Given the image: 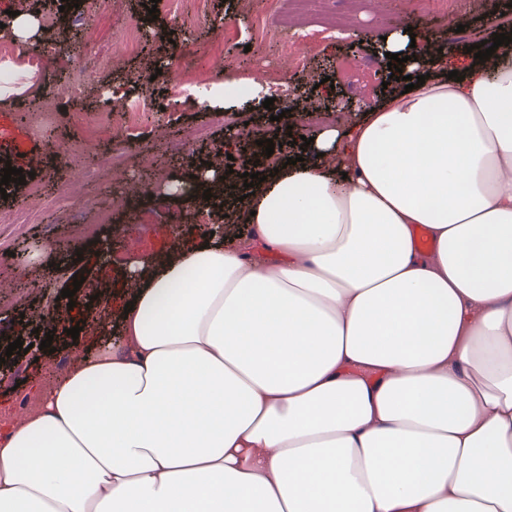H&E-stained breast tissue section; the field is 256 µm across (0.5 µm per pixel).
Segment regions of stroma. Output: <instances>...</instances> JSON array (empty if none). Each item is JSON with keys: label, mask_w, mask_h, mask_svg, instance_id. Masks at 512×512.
Returning <instances> with one entry per match:
<instances>
[{"label": "stroma", "mask_w": 512, "mask_h": 512, "mask_svg": "<svg viewBox=\"0 0 512 512\" xmlns=\"http://www.w3.org/2000/svg\"><path fill=\"white\" fill-rule=\"evenodd\" d=\"M483 12H475L471 0H450L449 13L440 10L409 17L404 0H351L350 21L344 36L327 31V19L292 10L288 24L273 16L270 0H159L156 15H149L143 0H79L78 8L61 9V0H30L31 10L54 14L55 30L39 34L29 50L43 54L39 80L7 85L0 78V161L27 174L24 184H9L0 198V277L24 283L41 276L47 284L40 292L0 291V414L11 416L36 407L37 389L49 372H63L71 358L63 348L71 342L87 346L89 336L58 335L52 350L36 348L35 330L40 318L55 305L61 290L75 288L77 324L99 321L102 310L95 295H105L112 315H119L132 299L126 286L130 263L151 261L168 253L174 244L189 248L201 239L202 225L193 223V209L167 187L168 179L184 180L216 155H233L232 168L251 171L252 161L264 154L261 142L273 140V157L284 160L299 155L287 129L279 128L275 115L285 105L298 102L324 111L328 123L343 126L361 119L363 102L383 99L385 73L370 77L364 69L343 72L338 63L355 55L373 57L365 37L390 32L413 22L428 45L448 38L449 24L463 25L458 37L462 47L491 39L499 23L512 21V0H485ZM85 17L95 31L86 40L77 17ZM221 22L228 35L222 53H215L210 29ZM319 27L316 39L307 42L297 64H289L288 52L297 31L305 25ZM274 36H262L264 27ZM135 30L140 41L137 55L119 57L117 44L124 31ZM162 61L155 71L154 61ZM201 66L207 86L198 88L208 100L206 107L184 103L177 83L186 72ZM85 70L82 94L65 91L69 75ZM232 72L245 83L262 87V95L247 103L224 99V74ZM278 73L284 88L271 95L270 73ZM124 98L151 103L147 119L127 126L124 113L112 108L113 92ZM59 99L54 123L34 132L28 114L45 97ZM272 99L264 108V99ZM108 117L109 133L91 154L73 161L72 152L84 143L90 113ZM113 163L120 175L112 193L122 201L114 206L111 223L94 236L77 229L89 219L80 198L101 173L100 163ZM183 226L181 241L171 230ZM112 245L109 260L96 254L97 240ZM30 246L27 260L16 253ZM23 339L27 354L11 358L9 343Z\"/></svg>", "instance_id": "35a3bbf8"}]
</instances>
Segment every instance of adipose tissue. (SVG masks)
Instances as JSON below:
<instances>
[{
	"instance_id": "ef3b65f1",
	"label": "adipose tissue",
	"mask_w": 512,
	"mask_h": 512,
	"mask_svg": "<svg viewBox=\"0 0 512 512\" xmlns=\"http://www.w3.org/2000/svg\"><path fill=\"white\" fill-rule=\"evenodd\" d=\"M380 50L423 86L198 171L250 236L131 269L121 346L0 421V512H512V45Z\"/></svg>"
}]
</instances>
